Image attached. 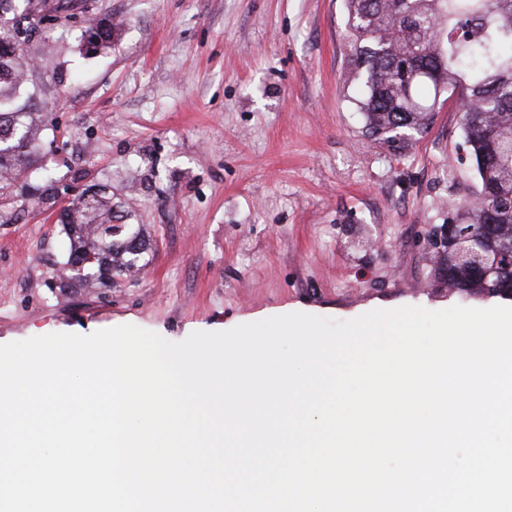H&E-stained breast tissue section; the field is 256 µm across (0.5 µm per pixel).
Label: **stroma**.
<instances>
[{"label": "stroma", "instance_id": "35a3bbf8", "mask_svg": "<svg viewBox=\"0 0 512 512\" xmlns=\"http://www.w3.org/2000/svg\"><path fill=\"white\" fill-rule=\"evenodd\" d=\"M26 85L63 147L0 223V344L131 324L171 342L293 312L490 308L440 283L429 232L477 196L462 115L369 137L343 89L345 0H46ZM115 27L86 53L87 30ZM111 186L141 270L61 287L66 202Z\"/></svg>", "mask_w": 512, "mask_h": 512}]
</instances>
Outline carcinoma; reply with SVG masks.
<instances>
[{
    "mask_svg": "<svg viewBox=\"0 0 512 512\" xmlns=\"http://www.w3.org/2000/svg\"><path fill=\"white\" fill-rule=\"evenodd\" d=\"M27 0H0V208L14 207L15 183L44 169L37 142L42 115L19 103L25 82L12 19ZM349 46L345 84L365 131L390 140L422 131L446 93L463 114L467 155L481 180L479 205L455 223L475 231L493 225L497 277L483 281L473 264L445 260L440 279L467 296L512 297V0H345ZM70 237L69 283L84 285L138 267L145 247L137 233L118 240L112 195L97 193L64 211ZM96 261L87 262L89 256Z\"/></svg>",
    "mask_w": 512,
    "mask_h": 512,
    "instance_id": "obj_1",
    "label": "carcinoma"
}]
</instances>
